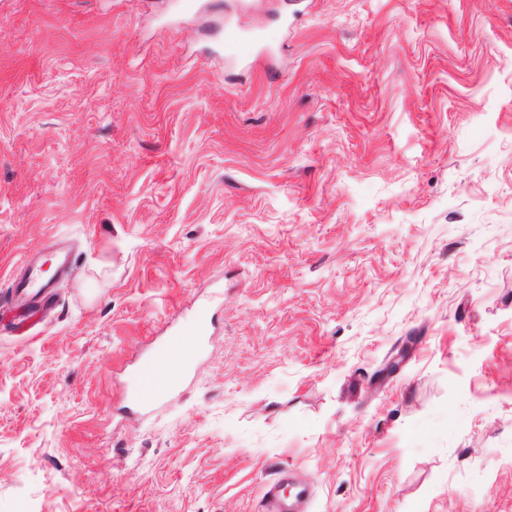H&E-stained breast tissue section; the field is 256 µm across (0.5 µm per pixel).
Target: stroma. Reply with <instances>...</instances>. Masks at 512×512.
Here are the masks:
<instances>
[{
    "label": "stroma",
    "mask_w": 512,
    "mask_h": 512,
    "mask_svg": "<svg viewBox=\"0 0 512 512\" xmlns=\"http://www.w3.org/2000/svg\"><path fill=\"white\" fill-rule=\"evenodd\" d=\"M283 468L512 512V0H0V512H263ZM53 287V279L43 281L41 280L40 274L35 272L33 269L30 270L27 277L15 279L12 284L15 295L27 296L32 300L47 297ZM163 351L168 359L166 364L161 361L146 362L140 367L137 387L132 396L141 404L154 400L157 395L156 383L160 376L166 377L168 389H179L185 382L190 356L182 350L180 336H171Z\"/></svg>",
    "instance_id": "stroma-1"
}]
</instances>
